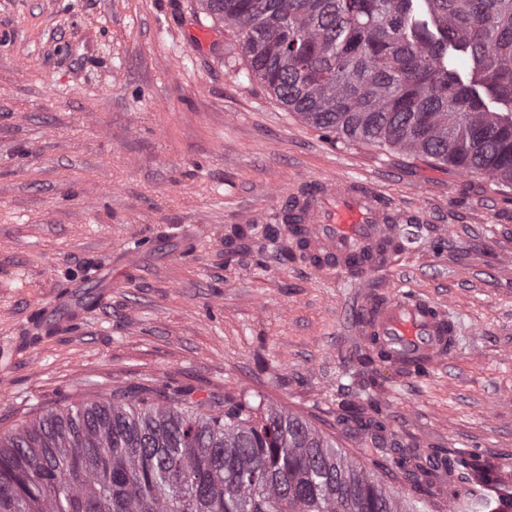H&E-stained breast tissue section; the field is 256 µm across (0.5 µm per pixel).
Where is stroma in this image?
<instances>
[{
    "label": "stroma",
    "mask_w": 512,
    "mask_h": 512,
    "mask_svg": "<svg viewBox=\"0 0 512 512\" xmlns=\"http://www.w3.org/2000/svg\"><path fill=\"white\" fill-rule=\"evenodd\" d=\"M244 67L199 0H0V434L170 385L287 408L354 455L512 471V189L331 142ZM344 175L394 216L377 285L456 327L425 376L366 360L354 277L263 234L284 190Z\"/></svg>",
    "instance_id": "35a3bbf8"
}]
</instances>
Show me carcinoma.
<instances>
[{
    "label": "carcinoma",
    "mask_w": 512,
    "mask_h": 512,
    "mask_svg": "<svg viewBox=\"0 0 512 512\" xmlns=\"http://www.w3.org/2000/svg\"><path fill=\"white\" fill-rule=\"evenodd\" d=\"M236 30L247 74L333 139L399 148L512 185V0H201ZM465 55L462 76L454 58ZM183 387L131 386L51 411L0 437V512H426L277 406L207 409ZM454 496L512 485L438 452Z\"/></svg>",
    "instance_id": "obj_1"
}]
</instances>
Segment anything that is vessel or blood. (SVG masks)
<instances>
[{"label": "vessel or blood", "instance_id": "vessel-or-blood-1", "mask_svg": "<svg viewBox=\"0 0 512 512\" xmlns=\"http://www.w3.org/2000/svg\"><path fill=\"white\" fill-rule=\"evenodd\" d=\"M293 235L326 277L356 273L366 287L359 339L392 366L417 373L452 355L456 330L438 306L377 289L375 275L393 250V218L377 190L351 178L312 181L289 192Z\"/></svg>", "mask_w": 512, "mask_h": 512}]
</instances>
